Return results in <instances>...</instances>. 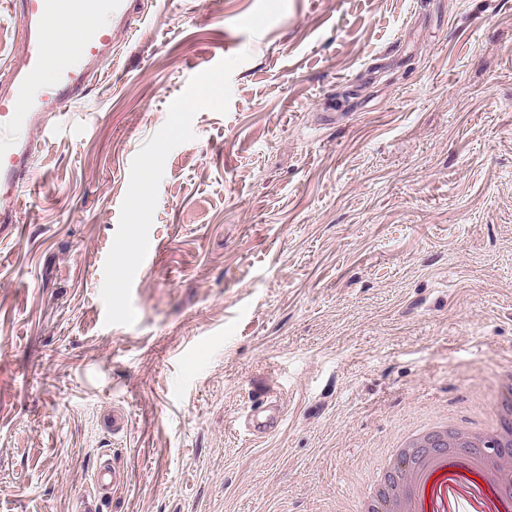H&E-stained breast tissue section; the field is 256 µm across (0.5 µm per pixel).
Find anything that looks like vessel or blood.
I'll list each match as a JSON object with an SVG mask.
<instances>
[{"label":"vessel or blood","mask_w":512,"mask_h":512,"mask_svg":"<svg viewBox=\"0 0 512 512\" xmlns=\"http://www.w3.org/2000/svg\"><path fill=\"white\" fill-rule=\"evenodd\" d=\"M15 16L24 51L0 83V224H14L24 189L39 153L38 132L50 128L80 100L86 81L112 53L115 25L127 14L126 0H18ZM80 26L85 46L80 58L67 49L69 25ZM53 80H46V73ZM281 421L276 397L251 404L242 426L252 434L274 431ZM114 481L110 462L92 477L94 496L106 497Z\"/></svg>","instance_id":"vessel-or-blood-1"}]
</instances>
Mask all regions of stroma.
Here are the masks:
<instances>
[{"instance_id":"obj_1","label":"stroma","mask_w":512,"mask_h":512,"mask_svg":"<svg viewBox=\"0 0 512 512\" xmlns=\"http://www.w3.org/2000/svg\"><path fill=\"white\" fill-rule=\"evenodd\" d=\"M129 11L0 224V512H347L512 376V0ZM281 421V411L277 398L267 396L266 399L252 403L243 416V429L249 434H266L274 431ZM114 472L108 460L100 463L92 477V491L94 496L103 499L108 494L114 481Z\"/></svg>"}]
</instances>
